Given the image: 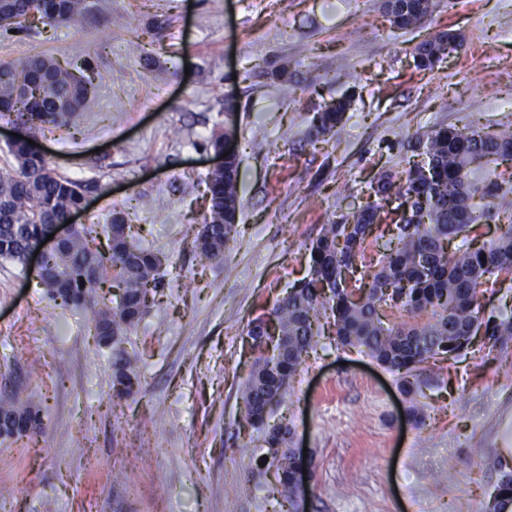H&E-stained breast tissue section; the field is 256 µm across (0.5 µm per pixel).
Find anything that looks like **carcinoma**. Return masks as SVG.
Listing matches in <instances>:
<instances>
[{"mask_svg": "<svg viewBox=\"0 0 512 512\" xmlns=\"http://www.w3.org/2000/svg\"><path fill=\"white\" fill-rule=\"evenodd\" d=\"M86 0H0V16L8 22L0 32L29 33L39 25L65 23L87 10ZM432 0H388L394 27L403 30L424 20ZM459 47L457 37L443 33L419 44L414 51L418 69L430 70L441 54ZM94 84L85 70L63 65L36 53L15 63L0 61V112L33 138L46 125H65L67 117L89 108ZM351 108L348 97L326 103L314 114L315 135L332 132ZM16 168L0 171V258L24 264V256L49 224H65L94 182L74 181L50 167L27 141L8 145ZM424 158L401 176L383 175L371 186L374 200L365 208L341 215L323 228L310 248L311 277L280 299L266 314L251 320L246 335L255 338L273 325L278 335H265L275 354H261L244 384L241 398L245 420L264 433L271 463L280 486L288 488L295 504V461L275 457L286 443V424L269 423L270 401L281 402L304 356L319 335L318 322L330 314L336 346L356 348L387 370L399 375L400 387L410 396L419 389L414 371L439 356L458 355L478 334L501 348L512 343V321L481 316V288L500 277H512V226L479 246L469 242L475 227L495 220V200L512 193V173L492 179L481 172L491 163L512 162V125L494 133L472 126H450L428 138ZM238 159L230 154L224 172L209 176L210 207L203 219L208 234L193 232L198 254L221 259L239 209ZM397 192L407 204L396 225L397 245L388 252H368L381 203ZM130 225L118 214L109 224L106 243L91 248V231L82 227L66 233L59 251L50 254L39 283L60 305L95 307V332L112 343L131 333L153 302L160 285L161 260L130 241ZM461 244L450 249L456 238ZM121 290L111 307L103 289L107 282ZM288 339V350L277 353ZM113 392L129 397L139 392L135 363L124 351L112 355ZM26 414L31 433L42 428L40 409L0 400V410Z\"/></svg>", "mask_w": 512, "mask_h": 512, "instance_id": "obj_1", "label": "carcinoma"}]
</instances>
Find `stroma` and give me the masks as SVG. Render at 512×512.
<instances>
[{
    "mask_svg": "<svg viewBox=\"0 0 512 512\" xmlns=\"http://www.w3.org/2000/svg\"><path fill=\"white\" fill-rule=\"evenodd\" d=\"M399 30L387 0H112L41 34H0V61H91L93 107L37 145L60 175L97 182L77 226L115 213L162 260V287L123 346L137 395H112L91 307L57 306L0 259V388L39 402L43 434L0 442V512H288L240 390L247 323L309 273L328 220L368 201L441 127L512 123V0H432ZM464 41L430 70L415 47ZM348 97L342 124L311 119ZM230 133L238 223L223 259L193 247L213 152ZM413 398L326 327L273 416L314 455V512H488L512 441V347L478 338L426 363ZM418 406L423 425L408 420ZM351 108V99L348 97L337 99L326 103L320 112H315L311 130L318 135H325L332 132L342 123L346 112Z\"/></svg>",
    "mask_w": 512,
    "mask_h": 512,
    "instance_id": "obj_1",
    "label": "stroma"
}]
</instances>
